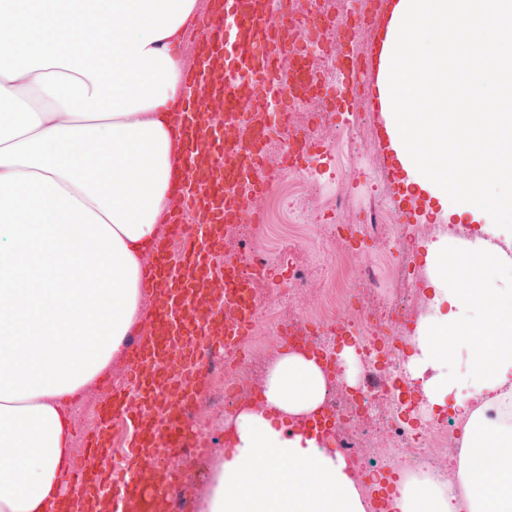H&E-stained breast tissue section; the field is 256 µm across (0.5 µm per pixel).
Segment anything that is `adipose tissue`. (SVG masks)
Returning a JSON list of instances; mask_svg holds the SVG:
<instances>
[{
    "mask_svg": "<svg viewBox=\"0 0 512 512\" xmlns=\"http://www.w3.org/2000/svg\"><path fill=\"white\" fill-rule=\"evenodd\" d=\"M199 0H0V512H50L71 465L63 403L143 327L142 261L175 203L182 35ZM380 110L407 188L480 236L427 246L436 273L407 368L463 424L458 491L375 477L392 512H512V0H391ZM308 353L266 411L231 422L206 512H366L319 411Z\"/></svg>",
    "mask_w": 512,
    "mask_h": 512,
    "instance_id": "obj_1",
    "label": "adipose tissue"
}]
</instances>
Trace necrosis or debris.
<instances>
[{
	"label": "necrosis or debris",
	"instance_id": "1",
	"mask_svg": "<svg viewBox=\"0 0 512 512\" xmlns=\"http://www.w3.org/2000/svg\"><path fill=\"white\" fill-rule=\"evenodd\" d=\"M369 190L377 205L366 224H347L328 250L327 262L333 270V280L327 288L323 303L302 311L299 320L291 321L280 313L266 309L262 296L253 295L252 302L259 316L265 317L274 332L263 342L248 340L244 350L219 349L212 351L204 379L205 406L184 413V427L189 452L200 468L195 476L197 486L214 480L211 463L213 450L222 434L228 433L229 418L247 405L261 404L258 393L244 394L248 380L250 356H262L275 363L282 336L292 338L293 348L312 349L321 353L332 368L325 373V396L322 411L315 424L328 430L336 440V449L361 475H372L392 466H400L403 474L416 481H434L457 489L455 469L449 468L448 458L460 455V443L455 436L454 419L442 420L434 428L428 453H420L421 441L410 424V405L402 399L397 368L406 360L404 352L410 337L408 322L424 317L427 305L420 294L392 297L389 281L369 264L359 267L360 284L372 292L386 296V310L373 311L364 297L358 296L348 278L352 261L359 257L364 239L383 243L386 257L403 254L410 241L431 240L446 234L457 240L467 239L471 229L466 224H413L391 202V186L376 170H369ZM326 177L320 165L309 164L307 169L289 173L272 185L264 195L266 204H274L289 215L296 224L308 221L310 211L325 213L344 208L346 200L325 189ZM228 246L224 262L248 273L258 260L275 261L276 256L263 242L260 226L242 232L239 225L230 224L224 230ZM353 348L363 366V381L347 385L341 378L340 354ZM366 415L378 416L380 434L361 427L359 420ZM391 440V447L380 445L381 438Z\"/></svg>",
	"mask_w": 512,
	"mask_h": 512
}]
</instances>
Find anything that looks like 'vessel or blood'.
Wrapping results in <instances>:
<instances>
[{
	"label": "vessel or blood",
	"instance_id": "b4317fda",
	"mask_svg": "<svg viewBox=\"0 0 512 512\" xmlns=\"http://www.w3.org/2000/svg\"><path fill=\"white\" fill-rule=\"evenodd\" d=\"M193 25L195 52L186 75L190 92L179 105L178 131L187 162L176 175L177 204L167 214L168 236L144 259L141 284L154 303L149 327L134 337L127 374L95 426L82 439L81 455L112 450L117 421L132 428L129 451L117 468L87 470L75 464L66 475L74 495H63L53 512H78L80 500L112 496V512H154L158 495L177 487L175 460L185 445L180 415L200 399L199 381L214 337L225 344L255 335L257 315L250 286L268 279L226 268L222 294L207 291L213 262L223 250L224 228L258 219L265 189L282 174L309 163L314 142L293 139L277 166H268L264 146L276 126L309 99L326 98L377 106V51L356 52L364 31L377 23L379 0H361L351 21L335 25L332 37L343 89L323 85L307 47L324 43L326 24L298 21L289 0H217ZM238 137L230 139L227 129Z\"/></svg>",
	"mask_w": 512,
	"mask_h": 512
}]
</instances>
